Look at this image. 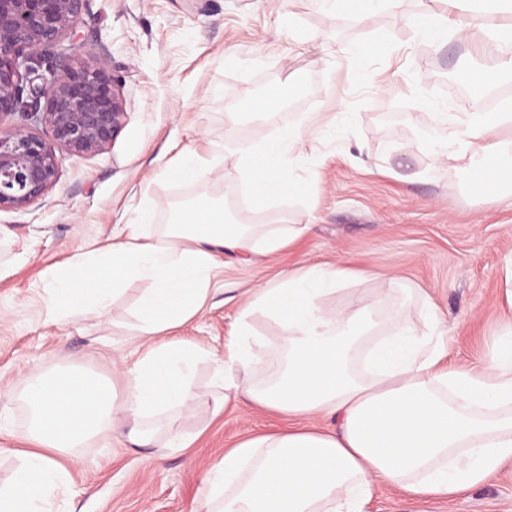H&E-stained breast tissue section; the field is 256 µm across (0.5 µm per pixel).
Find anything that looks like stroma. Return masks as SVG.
Segmentation results:
<instances>
[{"mask_svg": "<svg viewBox=\"0 0 512 512\" xmlns=\"http://www.w3.org/2000/svg\"><path fill=\"white\" fill-rule=\"evenodd\" d=\"M423 4L401 0L394 11L359 21L349 6L324 0H87L78 26L88 59L98 46L112 58L121 86L124 125L103 153L60 152L58 180L23 209L0 211V484L21 462L28 411L26 379L83 368L108 377L123 395V368L146 351L135 338L150 283L124 281L108 314L49 318L45 284L65 257L127 234L139 211L145 240L165 229L181 197L223 199L240 224L287 235L290 245L241 263L225 258L202 308L159 335L162 343L199 349L194 388L209 394L224 345L241 316L256 334L276 340L281 327L261 312L245 314L252 290L282 272L347 260L376 279L345 285L328 306L374 305L380 288H420L438 307L451 347L448 362L481 370L512 314V194L475 192L465 175L437 167L427 149L447 136L440 112H475L465 91L470 61L481 60V0H428L446 15L437 37L414 23ZM280 95V110L260 112L261 89ZM235 110L224 107L227 94ZM301 128L303 141L284 159L300 191L264 206L252 202L237 166L239 147L279 128ZM214 160L212 175L178 180L179 157ZM199 403L187 431L192 448L158 453L130 447L122 432L102 435L66 460L72 483L55 512H200L205 477L226 448L275 423L242 407L210 422ZM428 512H512V467L465 497Z\"/></svg>", "mask_w": 512, "mask_h": 512, "instance_id": "35a3bbf8", "label": "stroma"}]
</instances>
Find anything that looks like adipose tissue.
I'll use <instances>...</instances> for the list:
<instances>
[{"mask_svg":"<svg viewBox=\"0 0 512 512\" xmlns=\"http://www.w3.org/2000/svg\"><path fill=\"white\" fill-rule=\"evenodd\" d=\"M488 29L485 50L495 65L468 75L482 90L512 76V23ZM445 120L447 140L429 144L435 159L469 177L512 171V139L492 136L496 126L512 122V100L498 112ZM301 140L300 130L285 128L241 149L240 168L258 202L277 200L290 186L283 153ZM301 234L297 228L284 237L256 236L254 226L232 223L223 203L204 200L155 241L131 232L55 266L48 309L58 322L77 309L106 313L123 280L149 278L138 325L149 349L124 371L121 400L113 382L82 371L30 377L23 392L28 449L0 486V512H53V495L71 482L61 457L111 432L120 419L128 420L135 447L190 448L195 434L173 423L192 418L201 399L190 387L201 353L155 344V337L201 308L225 254L272 253ZM369 276L345 261L310 265L252 292L249 310L277 319L282 334L270 343L241 320L237 339L224 349L211 416L249 406L287 418L288 426L225 449L207 478L209 512H369L380 483L428 504L456 499L512 465V316L482 372L451 369L448 330L421 289H402L382 322L376 307L326 306L347 281ZM417 316L422 326H415ZM319 416L334 418L335 427L317 426Z\"/></svg>","mask_w":512,"mask_h":512,"instance_id":"ef3b65f1","label":"adipose tissue"}]
</instances>
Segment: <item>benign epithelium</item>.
Instances as JSON below:
<instances>
[{"mask_svg":"<svg viewBox=\"0 0 512 512\" xmlns=\"http://www.w3.org/2000/svg\"><path fill=\"white\" fill-rule=\"evenodd\" d=\"M87 0H0V209L43 198L58 179L55 147L71 156L104 152L126 112L105 47L89 61L69 59L65 40L78 39ZM62 57L64 75L26 88L36 65ZM18 112L42 115L51 141L8 123Z\"/></svg>","mask_w":512,"mask_h":512,"instance_id":"benign-epithelium-1","label":"benign epithelium"}]
</instances>
